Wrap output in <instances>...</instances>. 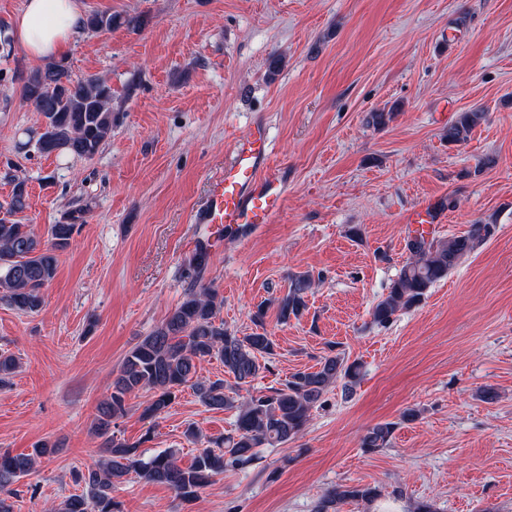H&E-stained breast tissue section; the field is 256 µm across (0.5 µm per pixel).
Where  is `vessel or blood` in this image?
Wrapping results in <instances>:
<instances>
[{
	"label": "vessel or blood",
	"instance_id": "b4317fda",
	"mask_svg": "<svg viewBox=\"0 0 512 512\" xmlns=\"http://www.w3.org/2000/svg\"><path fill=\"white\" fill-rule=\"evenodd\" d=\"M269 143L264 122H255L249 136L241 139L223 177L215 183L194 221L244 235L278 214L283 196L281 180L268 171Z\"/></svg>",
	"mask_w": 512,
	"mask_h": 512
}]
</instances>
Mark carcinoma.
Here are the masks:
<instances>
[{
  "mask_svg": "<svg viewBox=\"0 0 512 512\" xmlns=\"http://www.w3.org/2000/svg\"><path fill=\"white\" fill-rule=\"evenodd\" d=\"M119 25L121 17L107 12H93L85 20L86 30L92 33ZM22 94L44 118L42 131L32 143L39 154L91 159L111 137V86L97 77L73 80L63 59L31 72L24 80ZM482 119L481 112L459 113L448 126V143L466 142ZM27 207V184L15 179L9 201L0 204V301L26 313L41 308L42 290L55 278L60 252L70 246L85 223L83 210L68 211L50 226L48 239L43 242L17 219ZM490 234L491 225L473 224L467 234L448 240H427L421 235L409 240L406 264L387 295L372 308L373 321L386 325L398 312L420 305L428 289L446 278ZM209 252L208 244L202 241L195 246L190 260L194 270L202 272ZM314 285L309 273L293 275L287 294L277 300L279 317H301L306 309L305 296ZM223 303L218 289L195 280L185 289L180 304L124 357L112 381V392L98 405L91 425L106 458L77 474V481L83 483L82 493L51 505L48 512H119L112 493L132 472L166 484L181 500L192 502L214 476L226 469L243 470L253 465L258 449L276 448L294 440L306 426L311 410L337 380H344L348 391L357 382L360 365L349 362L345 353L330 345L315 370L292 373L280 388L246 396L226 393L224 380L199 374L201 362L218 357L240 388L270 371L275 343L265 332L238 336L225 328L224 322L216 321ZM17 368L16 357L1 352L0 384L6 383ZM187 384L208 408L237 411L232 433L209 440L185 467L168 451L145 459L140 443L115 437L112 424L127 414L129 399L141 392L150 393L142 416L155 419ZM393 431L392 423L373 426L363 436L362 447H384ZM56 451V444L44 442L31 455L0 452V512H13V485L34 470L37 458ZM379 497L381 492L374 487L335 486L325 492L314 512H336L340 504L371 502Z\"/></svg>",
  "mask_w": 512,
  "mask_h": 512,
  "instance_id": "cac0c4a2",
  "label": "carcinoma"
}]
</instances>
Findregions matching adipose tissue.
<instances>
[{
  "mask_svg": "<svg viewBox=\"0 0 512 512\" xmlns=\"http://www.w3.org/2000/svg\"><path fill=\"white\" fill-rule=\"evenodd\" d=\"M83 26L78 0H24L14 37L31 58L43 60L64 53Z\"/></svg>",
  "mask_w": 512,
  "mask_h": 512,
  "instance_id": "ef3b65f1",
  "label": "adipose tissue"
}]
</instances>
